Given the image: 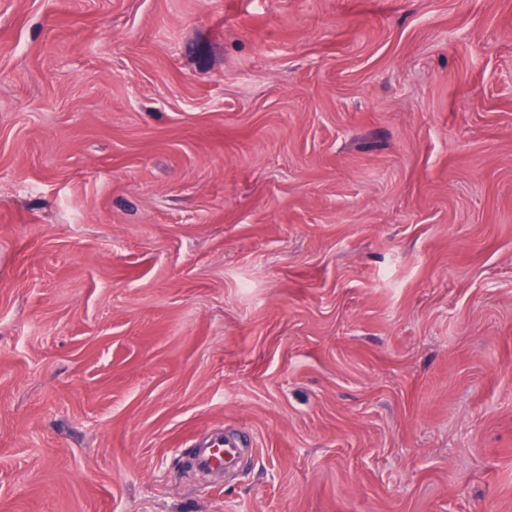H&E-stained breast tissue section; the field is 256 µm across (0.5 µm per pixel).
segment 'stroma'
Masks as SVG:
<instances>
[{
	"mask_svg": "<svg viewBox=\"0 0 512 512\" xmlns=\"http://www.w3.org/2000/svg\"><path fill=\"white\" fill-rule=\"evenodd\" d=\"M0 512H512V0H0Z\"/></svg>",
	"mask_w": 512,
	"mask_h": 512,
	"instance_id": "obj_1",
	"label": "stroma"
}]
</instances>
